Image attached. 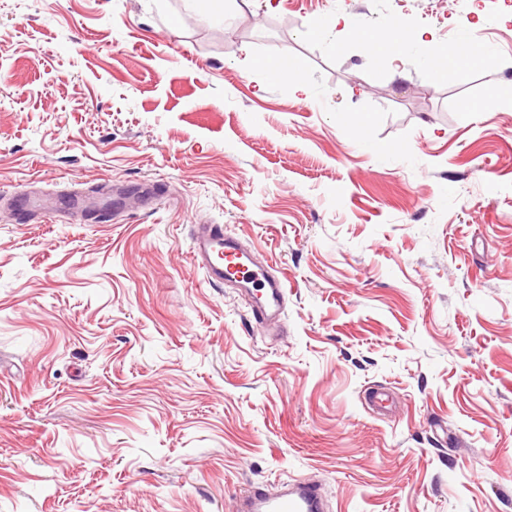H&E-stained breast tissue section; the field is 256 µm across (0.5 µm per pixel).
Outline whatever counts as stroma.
Instances as JSON below:
<instances>
[{"instance_id": "obj_1", "label": "stroma", "mask_w": 512, "mask_h": 512, "mask_svg": "<svg viewBox=\"0 0 512 512\" xmlns=\"http://www.w3.org/2000/svg\"><path fill=\"white\" fill-rule=\"evenodd\" d=\"M398 19L490 66L405 77L320 18ZM0 0V512H512V0ZM298 58L306 101L262 81ZM497 93L462 119L471 100ZM370 114L373 155L341 122ZM156 183L111 223L112 186ZM220 224L288 282L280 325L190 261ZM394 402L374 412L370 389ZM324 500L321 488L310 480L290 478L275 494L262 489L240 495L237 512H322Z\"/></svg>"}]
</instances>
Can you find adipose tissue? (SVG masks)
I'll list each match as a JSON object with an SVG mask.
<instances>
[{
  "label": "adipose tissue",
  "mask_w": 512,
  "mask_h": 512,
  "mask_svg": "<svg viewBox=\"0 0 512 512\" xmlns=\"http://www.w3.org/2000/svg\"><path fill=\"white\" fill-rule=\"evenodd\" d=\"M342 32L362 45L364 50L382 65L398 68L402 56L408 50H416L420 65L436 80L456 71L458 77H466L471 68L487 64L488 55L471 43L468 28H461L452 44L438 43L428 39L425 32H406L398 25L387 26L376 32L360 27L351 16L340 15L333 19H320L311 28L312 34L322 35L329 29ZM256 68L267 80L287 84L294 97L308 98L311 90L303 71L287 64L286 57L258 60Z\"/></svg>",
  "instance_id": "adipose-tissue-1"
}]
</instances>
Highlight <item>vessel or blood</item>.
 Returning a JSON list of instances; mask_svg holds the SVG:
<instances>
[{
    "label": "vessel or blood",
    "instance_id": "1",
    "mask_svg": "<svg viewBox=\"0 0 512 512\" xmlns=\"http://www.w3.org/2000/svg\"><path fill=\"white\" fill-rule=\"evenodd\" d=\"M190 254L210 286L238 285L250 291L261 287L263 296L251 308L253 319L272 323L281 318L288 284L272 276L269 263L258 260L254 247L244 240L227 235L223 225L198 224L191 237ZM236 512H323L321 488L310 480L291 478L277 493L258 489L240 495Z\"/></svg>",
    "mask_w": 512,
    "mask_h": 512
}]
</instances>
